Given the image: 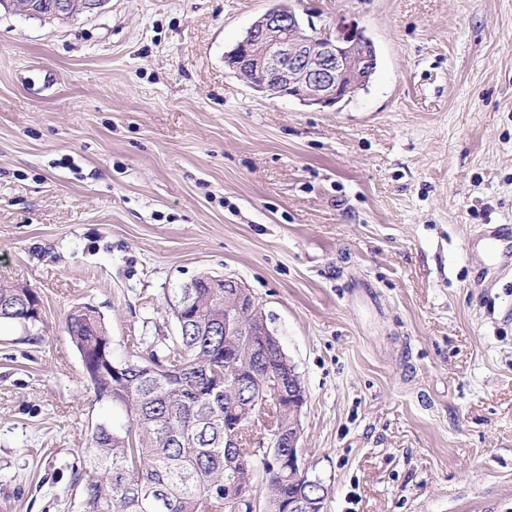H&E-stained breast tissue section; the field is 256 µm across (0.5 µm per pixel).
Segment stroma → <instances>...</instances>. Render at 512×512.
Segmentation results:
<instances>
[{
  "label": "stroma",
  "instance_id": "stroma-1",
  "mask_svg": "<svg viewBox=\"0 0 512 512\" xmlns=\"http://www.w3.org/2000/svg\"><path fill=\"white\" fill-rule=\"evenodd\" d=\"M276 0L0 7V508L79 512L71 464L111 417L65 331L123 356L174 335L202 274L240 280L306 390L324 512H512V273L467 237L512 224V0H285L374 43L340 109L224 64ZM39 302L38 295L31 288L16 285L0 284V320L17 321L19 323H32V315L38 313L37 306L30 305Z\"/></svg>",
  "mask_w": 512,
  "mask_h": 512
}]
</instances>
